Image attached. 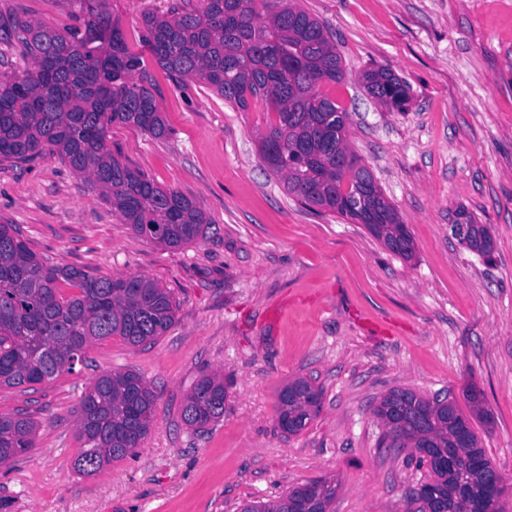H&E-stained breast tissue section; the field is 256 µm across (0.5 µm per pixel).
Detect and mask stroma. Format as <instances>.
Wrapping results in <instances>:
<instances>
[{
    "mask_svg": "<svg viewBox=\"0 0 512 512\" xmlns=\"http://www.w3.org/2000/svg\"><path fill=\"white\" fill-rule=\"evenodd\" d=\"M169 0H108L113 22L155 78L171 133L112 125L109 146L210 217L169 248L136 234L61 159L0 160V224L48 263L94 276L142 275L175 303L170 328L137 347L113 336L83 364L31 388L0 387V413L37 424L35 446L0 466L7 512H240L290 487L336 481L334 512H407L425 480L411 450L381 448L373 408L391 390L477 388L491 424L473 421L512 512V0H299L330 29L343 80L323 91L350 115L348 144L407 225L415 255L289 194L259 154L269 112L232 108L209 87H176L145 46L142 15ZM0 15L61 30L58 0H0ZM390 69L405 111L365 91ZM464 210L487 224L491 258L448 226ZM132 371L156 394L136 455L76 471L79 401L99 375ZM224 377V417L198 432L181 412L194 382ZM304 377L321 408L299 434L277 426L278 391Z\"/></svg>",
    "mask_w": 512,
    "mask_h": 512,
    "instance_id": "35a3bbf8",
    "label": "stroma"
}]
</instances>
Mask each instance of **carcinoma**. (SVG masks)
I'll return each mask as SVG.
<instances>
[{
  "instance_id": "1",
  "label": "carcinoma",
  "mask_w": 512,
  "mask_h": 512,
  "mask_svg": "<svg viewBox=\"0 0 512 512\" xmlns=\"http://www.w3.org/2000/svg\"><path fill=\"white\" fill-rule=\"evenodd\" d=\"M74 24L63 31L25 18L0 29V41L20 44L30 67L0 77V158L29 161L58 155L86 178L139 235L169 247L195 240L206 213L178 192L156 184L112 153V125L134 126L155 139L170 129L159 112L151 76L128 51L106 0H59ZM172 0L142 21L144 43L177 86L203 82L225 102L245 110L260 100L275 114L259 142L267 167L288 193L363 224L393 254L410 259L414 241L374 178L363 183L348 146V112L321 92L341 82L342 69L326 24L297 0ZM366 92L386 106L403 107L409 87L376 67L362 76ZM459 243L482 256L494 250L490 227L467 217ZM167 289L144 276L95 277L69 265H48L11 224H0V386H32L74 371L96 340L121 337L136 347L162 335L174 320ZM322 389L304 378L278 392V427L304 430L319 410ZM156 396L130 371L97 377L81 396L75 461L91 475L136 453L148 434ZM471 416L489 423L480 391L466 393ZM387 427L388 451L410 448L428 479L413 495L415 512H505L502 478L456 400L425 398L395 389L375 407ZM184 423L203 430L224 417V378L201 376L182 408ZM37 424L0 414V465L34 447ZM331 478L292 487L280 499L254 502L244 512H331Z\"/></svg>"
}]
</instances>
